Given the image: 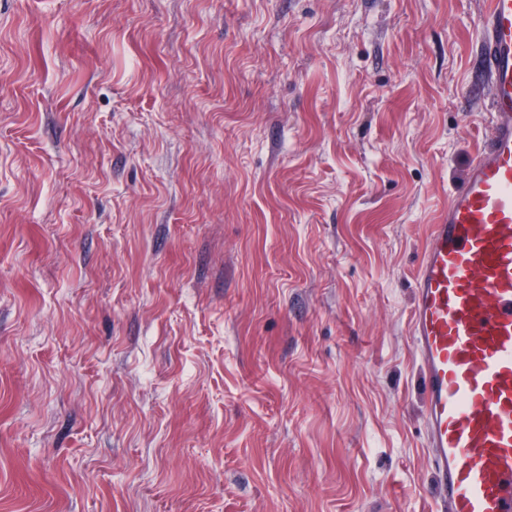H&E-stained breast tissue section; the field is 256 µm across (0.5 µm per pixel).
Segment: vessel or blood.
I'll return each mask as SVG.
<instances>
[{"label":"vessel or blood","instance_id":"obj_1","mask_svg":"<svg viewBox=\"0 0 512 512\" xmlns=\"http://www.w3.org/2000/svg\"><path fill=\"white\" fill-rule=\"evenodd\" d=\"M490 133L414 275L435 512H512V0H487Z\"/></svg>","mask_w":512,"mask_h":512}]
</instances>
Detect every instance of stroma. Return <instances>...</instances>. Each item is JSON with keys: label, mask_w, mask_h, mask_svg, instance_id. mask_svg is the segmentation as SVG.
I'll list each match as a JSON object with an SVG mask.
<instances>
[{"label": "stroma", "mask_w": 512, "mask_h": 512, "mask_svg": "<svg viewBox=\"0 0 512 512\" xmlns=\"http://www.w3.org/2000/svg\"><path fill=\"white\" fill-rule=\"evenodd\" d=\"M486 2L0 0V512H432Z\"/></svg>", "instance_id": "stroma-1"}]
</instances>
